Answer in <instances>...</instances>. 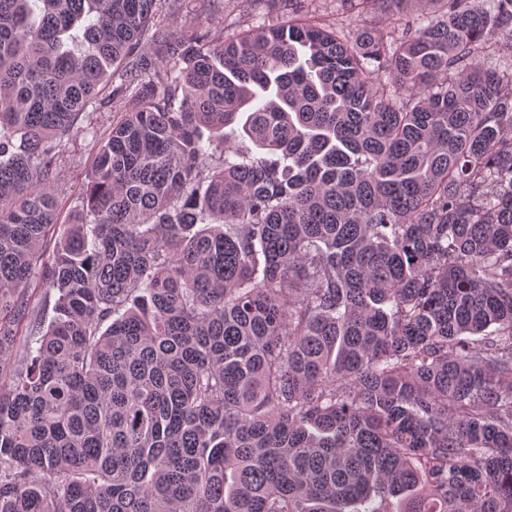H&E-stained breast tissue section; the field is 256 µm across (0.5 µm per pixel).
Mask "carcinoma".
Here are the masks:
<instances>
[{"instance_id": "cac0c4a2", "label": "carcinoma", "mask_w": 512, "mask_h": 512, "mask_svg": "<svg viewBox=\"0 0 512 512\" xmlns=\"http://www.w3.org/2000/svg\"><path fill=\"white\" fill-rule=\"evenodd\" d=\"M183 2L0 0V512H512V0ZM308 4V11L295 12L288 17V12L283 10L278 1H258L256 7L247 8V12H243L233 0H214L209 3V12L202 21L210 23L211 35L214 38L232 37L241 29L248 27L252 16L260 17L262 23L275 24L307 12L309 16L343 30L350 40H354L367 26H375L384 34L393 31V26L387 25L385 20L383 5L378 2L371 3L367 13L359 15L342 14L341 10L337 11L334 0L308 1ZM121 108V103L119 99H115L112 103V111L105 109H101L100 111L94 112L90 114L88 120L83 123V126L92 127L94 132H97V138H101L104 132L111 127L112 119H116L117 113ZM93 134L70 141L62 152L52 187L63 207L60 220L68 219L80 197L87 172L94 159Z\"/></svg>"}]
</instances>
